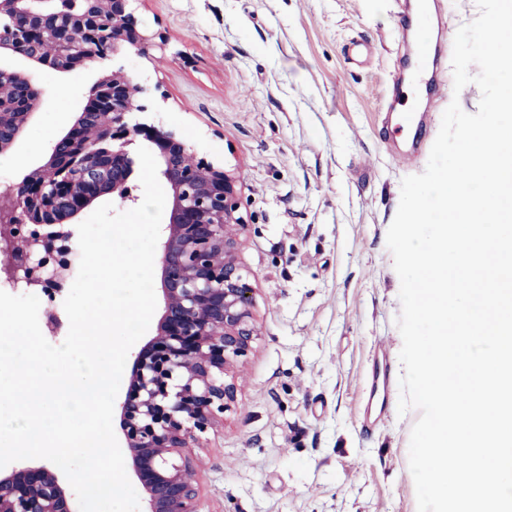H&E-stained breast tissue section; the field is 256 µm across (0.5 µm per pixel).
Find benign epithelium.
<instances>
[{
	"label": "benign epithelium",
	"instance_id": "7a95c632",
	"mask_svg": "<svg viewBox=\"0 0 512 512\" xmlns=\"http://www.w3.org/2000/svg\"><path fill=\"white\" fill-rule=\"evenodd\" d=\"M56 0H0V60L21 58L33 66L69 59L101 63L90 92L99 93L95 112H79L45 152V162L10 188L0 205V234L12 262L6 279L59 289L71 265V225L102 196L130 207L129 187L137 139L148 142L168 186L167 222L159 259L164 307L156 331L133 355L126 390L115 400L125 450L142 491L140 512H200L190 448L217 428L237 398L225 376L251 350L254 288L240 260L239 176L198 156L172 130L129 121L130 93L148 92L122 68L117 54L145 56L160 33L136 16L135 0H94L99 12L112 6V32L99 30L100 16L80 20L84 40L61 29L45 34L43 23ZM41 105L36 97L16 114L0 153L22 137ZM0 512H79L58 476L45 466L15 467L0 478Z\"/></svg>",
	"mask_w": 512,
	"mask_h": 512
}]
</instances>
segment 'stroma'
<instances>
[{"label":"stroma","mask_w":512,"mask_h":512,"mask_svg":"<svg viewBox=\"0 0 512 512\" xmlns=\"http://www.w3.org/2000/svg\"><path fill=\"white\" fill-rule=\"evenodd\" d=\"M424 8L429 69L402 81L420 49L406 25ZM166 38L120 58L150 87L144 119L199 156L239 170L242 258L255 288L254 348L234 371L238 399L194 449L201 512H417L399 412L400 279L386 245L405 176L402 113L433 144L453 91V40L476 0H137ZM99 73L36 68V120L0 153V187L42 164Z\"/></svg>","instance_id":"stroma-1"}]
</instances>
